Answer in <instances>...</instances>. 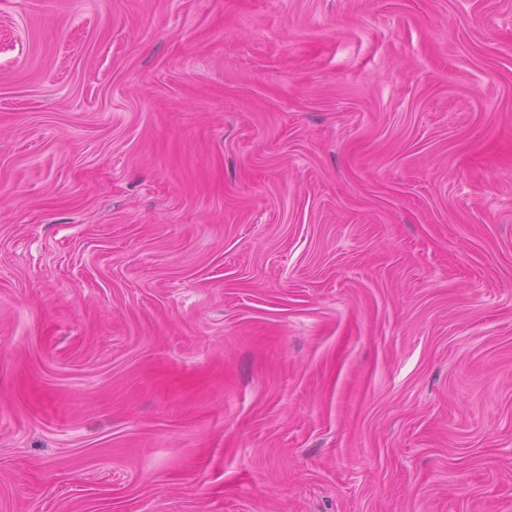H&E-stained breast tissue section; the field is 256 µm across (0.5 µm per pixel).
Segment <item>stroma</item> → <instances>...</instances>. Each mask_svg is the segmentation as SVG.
Instances as JSON below:
<instances>
[{"instance_id":"obj_1","label":"stroma","mask_w":512,"mask_h":512,"mask_svg":"<svg viewBox=\"0 0 512 512\" xmlns=\"http://www.w3.org/2000/svg\"><path fill=\"white\" fill-rule=\"evenodd\" d=\"M0 512H512V0H0Z\"/></svg>"}]
</instances>
